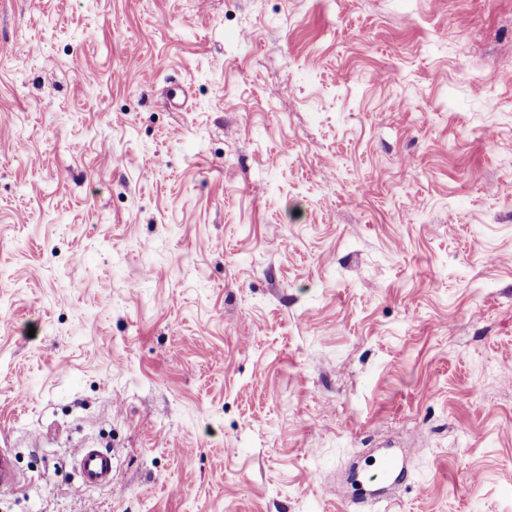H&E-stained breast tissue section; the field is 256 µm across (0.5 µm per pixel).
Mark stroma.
Returning a JSON list of instances; mask_svg holds the SVG:
<instances>
[{"mask_svg": "<svg viewBox=\"0 0 512 512\" xmlns=\"http://www.w3.org/2000/svg\"><path fill=\"white\" fill-rule=\"evenodd\" d=\"M4 441L0 512H512V0H0ZM25 484V477L19 471L9 448H0V489L19 490ZM81 488L112 485L113 457L106 448H80L76 459Z\"/></svg>", "mask_w": 512, "mask_h": 512, "instance_id": "stroma-1", "label": "stroma"}]
</instances>
